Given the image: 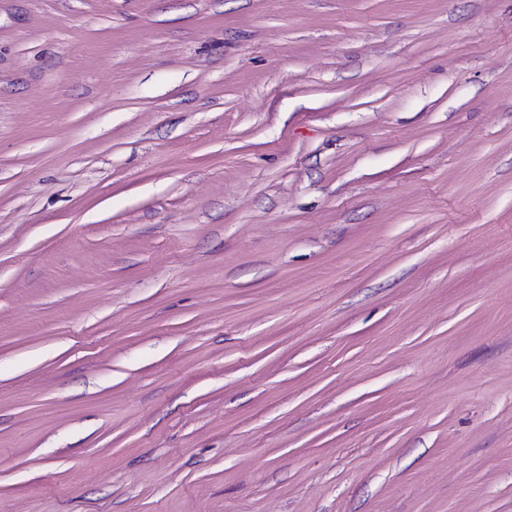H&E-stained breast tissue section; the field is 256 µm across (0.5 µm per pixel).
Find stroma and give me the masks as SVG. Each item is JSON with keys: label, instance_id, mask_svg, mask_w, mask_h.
Wrapping results in <instances>:
<instances>
[{"label": "stroma", "instance_id": "stroma-1", "mask_svg": "<svg viewBox=\"0 0 512 512\" xmlns=\"http://www.w3.org/2000/svg\"><path fill=\"white\" fill-rule=\"evenodd\" d=\"M0 512H512V0H0Z\"/></svg>", "mask_w": 512, "mask_h": 512}]
</instances>
